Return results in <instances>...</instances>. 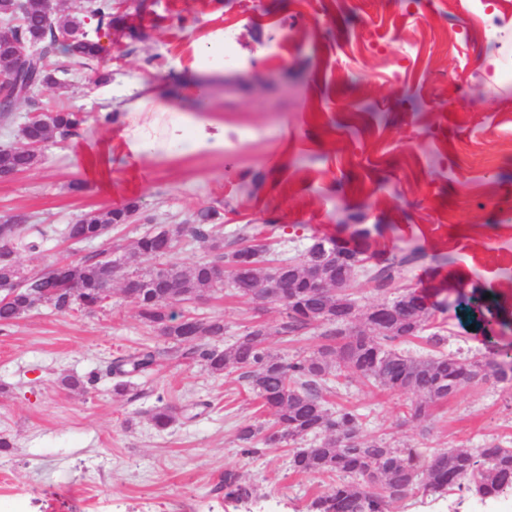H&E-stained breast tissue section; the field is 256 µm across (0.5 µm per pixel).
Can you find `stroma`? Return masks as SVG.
I'll list each match as a JSON object with an SVG mask.
<instances>
[{"mask_svg": "<svg viewBox=\"0 0 512 512\" xmlns=\"http://www.w3.org/2000/svg\"><path fill=\"white\" fill-rule=\"evenodd\" d=\"M114 15L99 34L107 83L69 72L0 125V146H15L33 107L63 106L87 113L82 140H112L111 192L71 191L81 159L69 140L47 143L36 167L0 181V223L21 216L48 235L39 251L17 250L24 272L83 261L95 244L66 242L64 225L132 201L138 218L111 233L119 255L147 226L185 225L209 206L225 232L264 226L290 256L311 237L377 226L378 252L417 244L443 256L412 275L414 289L450 304L431 319L444 329L443 351L484 360L512 345V83L496 73L512 59V0H117ZM132 27L143 39L129 37ZM147 92L172 111L223 121V151L177 144L130 163L120 123L102 117ZM183 309L223 320L227 344L256 322L289 359L321 343L314 331L284 341L280 306L225 284ZM163 345L117 291L93 312L42 307L0 325V436L11 442L0 449V512H235L218 489L228 469L257 490L251 512H305L327 490L328 478L290 471L288 443L243 452L239 429L272 417L241 371L216 377L178 358L134 377L123 396L107 379L83 391L60 384ZM415 400L357 380L326 397L328 408L358 410L364 438L424 461L492 438L512 446V382L466 386L425 421L409 413ZM161 402L175 414L163 432L149 420Z\"/></svg>", "mask_w": 512, "mask_h": 512, "instance_id": "stroma-1", "label": "stroma"}]
</instances>
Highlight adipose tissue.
Wrapping results in <instances>:
<instances>
[{"mask_svg": "<svg viewBox=\"0 0 512 512\" xmlns=\"http://www.w3.org/2000/svg\"><path fill=\"white\" fill-rule=\"evenodd\" d=\"M121 137L127 155L135 161L150 152H166L175 144L187 145L196 152L224 148L222 123L175 115L169 112L163 99L151 94L131 103Z\"/></svg>", "mask_w": 512, "mask_h": 512, "instance_id": "obj_1", "label": "adipose tissue"}]
</instances>
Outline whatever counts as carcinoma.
Masks as SVG:
<instances>
[{
    "label": "carcinoma",
    "mask_w": 512,
    "mask_h": 512,
    "mask_svg": "<svg viewBox=\"0 0 512 512\" xmlns=\"http://www.w3.org/2000/svg\"><path fill=\"white\" fill-rule=\"evenodd\" d=\"M0 17L17 19L19 24L0 34V120L10 124V107L17 104L16 81L26 85L44 86L56 83L47 60L61 52L71 66L92 69L103 58L99 41L86 31L87 21L97 20V27H112L113 0H92L87 13H64L51 0H0ZM22 39L40 48L39 56L19 68L13 41ZM86 118L80 112L55 111L42 120L18 128L17 136L24 146L0 152V178L8 179L28 171L38 163V156L29 151L35 142L47 144L56 138L79 133ZM135 203L123 208L95 209L82 214L75 223L65 227V236L76 242L99 239L103 224H126L138 213ZM218 211L200 209L194 216L192 237L210 243L216 251L214 260L199 261L187 270H173L170 277L162 269L144 273L139 267L142 257L163 258L173 254L177 237L183 228L145 231L119 259L124 277L112 273L109 260L93 255L73 266L71 275L81 283L83 292L76 300L61 287L52 274H32L21 289L8 301L0 298V324L9 325L30 311L28 301L43 298L60 314L94 311L106 305L102 294L104 284L121 279L123 301L136 310L147 325L157 328L166 339L162 350L145 347L130 356L113 360L110 374L116 377L113 392L123 395L133 388L131 378L154 369L163 358L187 355L198 357L209 373L220 376L228 369L244 370V377L261 406L273 416L268 428L246 425L238 438L246 452H255V445H270L276 438L302 440L308 435L320 438L312 448H295L289 460L295 474H317L331 479L327 491L314 496L307 512H390L403 502L415 487L425 497L437 501L453 491L459 492L458 504L469 499L482 503H498L512 493V446L491 439L473 452L469 448H448L436 452L427 465L419 463L413 448H395L383 438L365 440L361 436L360 415L340 406L336 411L326 408L323 387L335 377L350 381L358 378L390 391L410 392L417 397L411 414L416 418L430 416L431 409L456 394L465 386L489 375L500 382L512 381L501 366L492 361L469 359L437 352L427 356H411L399 345L422 337L431 317L428 304L405 289L413 271L429 262H438L418 246H405L386 253L376 262L370 261L368 229L355 231L350 241L354 251L366 264L317 259H279L272 267L263 254L256 259L244 255L238 244L253 241L261 231L252 224H241L232 240L226 242L215 232ZM23 218L17 216L9 224H0V286L12 277L17 267L16 245L36 251L43 240L23 239ZM230 267L231 288L246 297L258 287L270 271L292 272L294 287L284 289L283 319L278 334L296 339L307 332L322 329L327 340L312 352H303L291 359L267 347L270 332L262 323L253 324L231 345L220 349L203 347L204 338L224 335V322L195 318L181 321L172 311L175 304L206 296L215 289L211 267L219 262ZM329 262V290L317 293L306 287L303 274L309 265ZM344 287L336 289V281ZM374 285L383 299L397 305V315L390 321L378 319L370 310H362L351 292L357 281ZM174 421L173 409L160 406L151 415L152 425L167 429ZM255 489L233 470L224 471V496L236 502L252 499Z\"/></svg>",
    "instance_id": "obj_1"
}]
</instances>
